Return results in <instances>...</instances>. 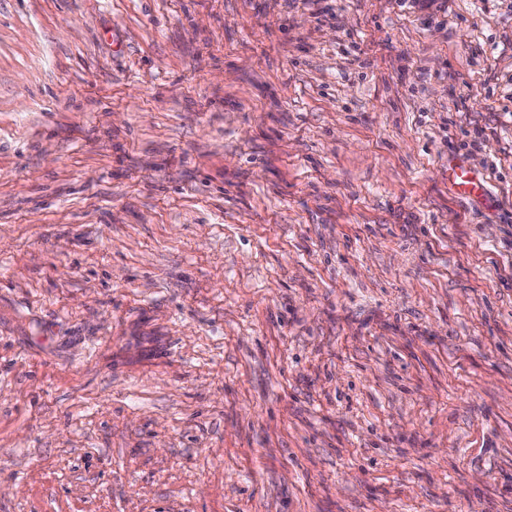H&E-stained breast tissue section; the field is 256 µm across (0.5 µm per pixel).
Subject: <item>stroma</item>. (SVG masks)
I'll return each mask as SVG.
<instances>
[{
  "label": "stroma",
  "instance_id": "1",
  "mask_svg": "<svg viewBox=\"0 0 512 512\" xmlns=\"http://www.w3.org/2000/svg\"><path fill=\"white\" fill-rule=\"evenodd\" d=\"M0 512H512V0H0ZM485 181L463 163L448 165V185L464 198L482 197Z\"/></svg>",
  "mask_w": 512,
  "mask_h": 512
}]
</instances>
